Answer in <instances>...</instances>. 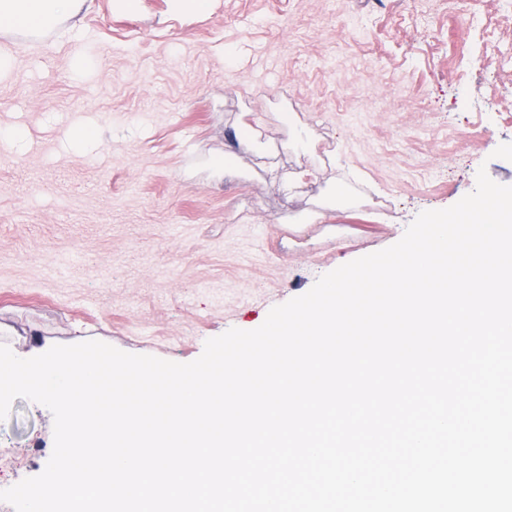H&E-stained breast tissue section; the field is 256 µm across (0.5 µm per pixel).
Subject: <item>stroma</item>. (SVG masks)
Listing matches in <instances>:
<instances>
[{
	"mask_svg": "<svg viewBox=\"0 0 512 512\" xmlns=\"http://www.w3.org/2000/svg\"><path fill=\"white\" fill-rule=\"evenodd\" d=\"M0 50V344L22 358L94 339L194 361L478 169L512 186V0H217L193 20L85 0ZM286 112L316 150L289 147ZM349 174L360 207L322 208ZM52 450L51 411L15 399L0 489Z\"/></svg>",
	"mask_w": 512,
	"mask_h": 512,
	"instance_id": "stroma-1",
	"label": "stroma"
}]
</instances>
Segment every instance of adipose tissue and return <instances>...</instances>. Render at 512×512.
Wrapping results in <instances>:
<instances>
[{"instance_id":"ef3b65f1","label":"adipose tissue","mask_w":512,"mask_h":512,"mask_svg":"<svg viewBox=\"0 0 512 512\" xmlns=\"http://www.w3.org/2000/svg\"><path fill=\"white\" fill-rule=\"evenodd\" d=\"M82 0H0V29L39 33L78 13Z\"/></svg>"}]
</instances>
